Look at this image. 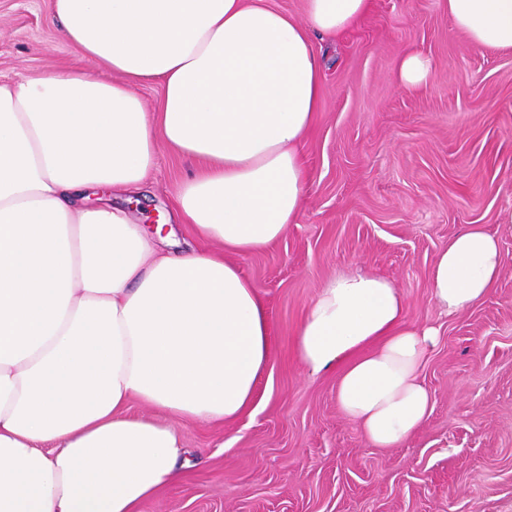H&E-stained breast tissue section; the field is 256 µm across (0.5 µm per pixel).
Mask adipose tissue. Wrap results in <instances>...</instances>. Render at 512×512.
Segmentation results:
<instances>
[{"instance_id": "1", "label": "adipose tissue", "mask_w": 512, "mask_h": 512, "mask_svg": "<svg viewBox=\"0 0 512 512\" xmlns=\"http://www.w3.org/2000/svg\"><path fill=\"white\" fill-rule=\"evenodd\" d=\"M53 0L61 37L116 73L0 82V512H139L195 465L179 421L221 424L253 404L270 359L265 302L237 259L303 207L301 153L320 107L315 35L372 0ZM468 43L512 51V0H447ZM160 82L157 111L133 87ZM192 160L173 203L201 250L148 234L88 191L137 190L159 145ZM505 272L495 236L448 241L430 300L454 317ZM440 326L410 324L385 276L331 278L305 307L300 366L338 373L345 417L376 448L428 419L420 380ZM149 408L129 413L132 404Z\"/></svg>"}]
</instances>
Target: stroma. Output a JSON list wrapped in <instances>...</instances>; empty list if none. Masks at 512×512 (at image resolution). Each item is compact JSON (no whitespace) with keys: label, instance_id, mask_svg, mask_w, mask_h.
Instances as JSON below:
<instances>
[{"label":"stroma","instance_id":"obj_1","mask_svg":"<svg viewBox=\"0 0 512 512\" xmlns=\"http://www.w3.org/2000/svg\"><path fill=\"white\" fill-rule=\"evenodd\" d=\"M51 15L52 0H0V80L112 79ZM315 43L306 201L278 241L238 259L267 306L269 366L237 420L180 423L198 462L140 512H512V52L470 46L447 0H374L356 26ZM410 46L431 64L418 89L395 80ZM191 167L160 147L141 191L114 203L149 224ZM474 224L497 238L506 271L480 305L440 319L432 265ZM350 271L391 279L409 322L443 325L422 372L434 411L396 448L372 447L344 417L335 372L311 375L296 359L305 306Z\"/></svg>","mask_w":512,"mask_h":512}]
</instances>
